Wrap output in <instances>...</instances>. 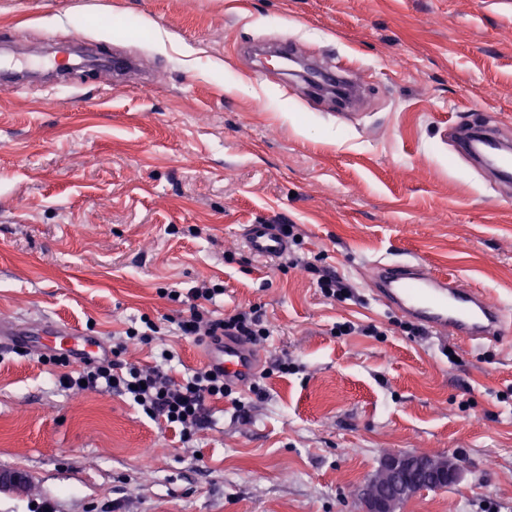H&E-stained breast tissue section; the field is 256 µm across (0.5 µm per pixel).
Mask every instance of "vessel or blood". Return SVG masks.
I'll return each mask as SVG.
<instances>
[{
	"instance_id": "obj_1",
	"label": "vessel or blood",
	"mask_w": 512,
	"mask_h": 512,
	"mask_svg": "<svg viewBox=\"0 0 512 512\" xmlns=\"http://www.w3.org/2000/svg\"><path fill=\"white\" fill-rule=\"evenodd\" d=\"M321 80L345 76L348 100L338 109L364 101L369 87L346 66L318 68ZM449 136L457 151L484 167L490 177L512 195V131L493 123L489 114L454 123ZM246 248L256 257L276 260L288 254L292 242L276 224H252L244 234ZM369 286L374 296L396 314L421 326L430 334L468 344L497 340L512 330V317L505 308L464 279L431 271L421 261H378L371 265ZM54 336L64 350L83 357L98 353L102 345L81 329L57 327ZM206 363L223 369L225 379L244 385L261 367L262 354L237 339L224 338L210 344Z\"/></svg>"
}]
</instances>
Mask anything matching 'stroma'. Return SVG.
Segmentation results:
<instances>
[{
    "mask_svg": "<svg viewBox=\"0 0 512 512\" xmlns=\"http://www.w3.org/2000/svg\"><path fill=\"white\" fill-rule=\"evenodd\" d=\"M73 28L147 74L0 87V322L78 326L110 347L179 315L160 289L206 283L224 287L217 313L257 304L277 331L263 396L214 403L186 445L111 390L63 389L36 343L1 344L0 470L31 486L0 490V512H359L390 452L462 466L400 512H512V334L405 335L365 281L375 261L418 259L512 312V198L448 139L480 110L512 125V0H0V46ZM259 39L368 74L361 117L338 120L277 61L256 75L243 47ZM249 224L295 225L297 254L353 298L250 254ZM164 348L171 376L203 365L205 345L165 329L121 359L156 365Z\"/></svg>",
    "mask_w": 512,
    "mask_h": 512,
    "instance_id": "35a3bbf8",
    "label": "stroma"
}]
</instances>
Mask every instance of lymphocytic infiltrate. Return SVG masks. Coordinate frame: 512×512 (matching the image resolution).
<instances>
[{"instance_id": "f902f5d3", "label": "lymphocytic infiltrate", "mask_w": 512, "mask_h": 512, "mask_svg": "<svg viewBox=\"0 0 512 512\" xmlns=\"http://www.w3.org/2000/svg\"><path fill=\"white\" fill-rule=\"evenodd\" d=\"M218 294L217 287L205 285L167 291V298L184 308L176 322L180 335L198 343L230 336L253 346L273 336L274 325L264 319L260 307L255 305L232 310L221 318L212 317L208 307L215 304ZM121 353V348L116 347L110 354L83 360L77 373L62 375L61 385L74 393L105 387L126 396L151 420L177 428L186 444L210 428V401L229 398L235 391L234 386L225 383L223 372L208 367L178 379L167 375L161 365L172 361L170 350H161V363L154 367L123 362Z\"/></svg>"}]
</instances>
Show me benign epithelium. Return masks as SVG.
Returning <instances> with one entry per match:
<instances>
[{"label":"benign epithelium","mask_w":512,"mask_h":512,"mask_svg":"<svg viewBox=\"0 0 512 512\" xmlns=\"http://www.w3.org/2000/svg\"><path fill=\"white\" fill-rule=\"evenodd\" d=\"M461 477L452 458L417 453H390L361 489L364 512H397L401 503L427 485H450ZM28 476L17 470L0 471V490L24 491Z\"/></svg>","instance_id":"7a95c632"}]
</instances>
